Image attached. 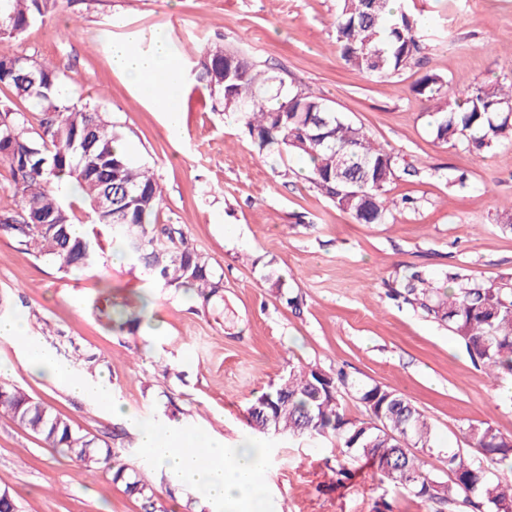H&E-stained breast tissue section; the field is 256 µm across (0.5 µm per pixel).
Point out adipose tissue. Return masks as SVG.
Here are the masks:
<instances>
[{
    "instance_id": "1",
    "label": "adipose tissue",
    "mask_w": 512,
    "mask_h": 512,
    "mask_svg": "<svg viewBox=\"0 0 512 512\" xmlns=\"http://www.w3.org/2000/svg\"><path fill=\"white\" fill-rule=\"evenodd\" d=\"M110 61L113 70L123 74L135 88L148 89L151 100L163 109L167 128L178 132L182 113L166 106L167 88L176 72V60L168 43L158 39L142 48L127 39L117 40L112 44Z\"/></svg>"
}]
</instances>
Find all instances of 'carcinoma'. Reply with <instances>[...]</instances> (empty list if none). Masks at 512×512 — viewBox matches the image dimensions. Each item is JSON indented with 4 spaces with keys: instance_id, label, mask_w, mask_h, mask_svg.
Returning a JSON list of instances; mask_svg holds the SVG:
<instances>
[{
    "instance_id": "cac0c4a2",
    "label": "carcinoma",
    "mask_w": 512,
    "mask_h": 512,
    "mask_svg": "<svg viewBox=\"0 0 512 512\" xmlns=\"http://www.w3.org/2000/svg\"><path fill=\"white\" fill-rule=\"evenodd\" d=\"M61 0H0V42L15 39L30 24L54 14ZM391 0H338L333 20L336 51L360 74L376 79L399 75L417 60L423 46L417 37L421 19ZM197 81L219 94L224 108L240 115L260 155L306 157L309 181L337 208L360 224H382L391 208L385 187L400 169L394 153L375 144L366 132L345 120L325 99L296 89L263 95L273 77L251 59L222 45L208 47L193 69ZM0 85L28 102L38 129L9 104L0 103V161L8 165L17 209L0 210V232L24 251L50 261L64 272L97 266L101 237L109 236L139 267L154 288L184 292L207 303L224 288L206 256L176 224H157L163 194L154 174L134 165L118 149L122 134L94 107L69 103L64 79L45 62L0 49ZM462 94L428 74L413 87L437 102L432 126L442 145L467 144L490 151L512 143V78L495 88L462 85ZM85 207L88 229L75 234V200ZM270 287L295 307L296 296L283 291V279L271 270ZM393 300L448 327L471 360L494 380L512 379V277L479 281L459 271L432 279L421 270L407 271L390 287ZM140 313L128 304L112 308V325L136 332ZM353 389L366 416H348L343 391ZM49 447L75 461L82 474L107 467L112 480L153 506V487L135 469L118 463L122 449L98 445L7 379H0V415ZM251 429L264 435L321 440L333 438L347 474L348 461L364 459L376 467L380 481L414 497L450 506L462 498L473 512H512V438L492 426L470 427L473 447L492 455L502 469L491 471L460 449H448L449 476L424 470L421 455L432 451L433 428L403 394L377 384L355 386L340 369L293 366L280 383L257 396L246 409Z\"/></svg>"
}]
</instances>
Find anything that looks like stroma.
I'll return each mask as SVG.
<instances>
[{
    "label": "stroma",
    "mask_w": 512,
    "mask_h": 512,
    "mask_svg": "<svg viewBox=\"0 0 512 512\" xmlns=\"http://www.w3.org/2000/svg\"><path fill=\"white\" fill-rule=\"evenodd\" d=\"M423 20L418 64L376 80L352 70L334 49L337 0H67L32 23L10 50L51 61L76 78L77 97L121 132L134 164L151 168L164 190L162 224L180 225L224 276L210 302L160 293L140 269L105 252L84 275L36 260L0 234V298L27 336L77 372L102 377L118 406L141 419L195 425L234 447L251 434V401L290 366L344 368L351 380L407 395L432 424L426 469L446 474L447 452L468 448L470 426L512 437V382L492 383L448 329L387 296L412 268L454 270L481 281L512 276V144L478 152L437 143L430 102L413 93L422 76L492 87L512 76V0H405ZM166 40L187 76L174 99L183 114L171 133L154 102L113 71L114 40ZM249 55L285 80L326 99L409 173L386 187L385 224H359L310 184L296 156L262 158L244 125L191 76L207 43ZM466 174V187L455 186ZM415 199L411 208L402 198ZM276 270L297 294L288 306L264 276ZM144 304L154 331H112L108 301ZM20 343L0 337L8 380L104 446L125 448L154 488L157 512H189V490H170L161 470L137 455L136 434L97 404L29 371ZM334 441L277 438L266 483L274 512H426L411 494L381 484L353 463L338 475ZM18 512H144L110 470L82 475L70 459L0 416V491Z\"/></svg>",
    "instance_id": "obj_1"
}]
</instances>
